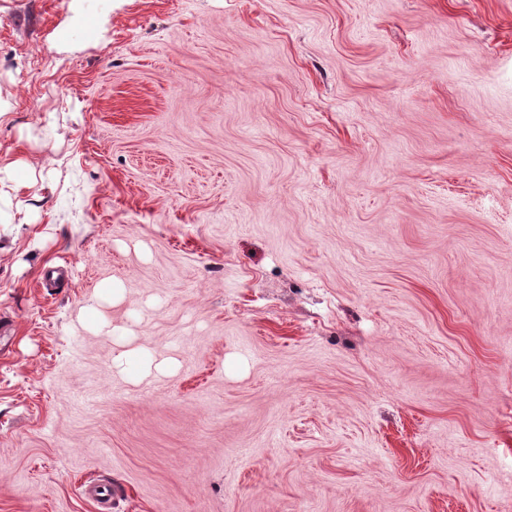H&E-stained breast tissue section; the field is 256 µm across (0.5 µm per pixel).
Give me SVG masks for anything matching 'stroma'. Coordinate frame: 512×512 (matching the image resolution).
I'll use <instances>...</instances> for the list:
<instances>
[{"mask_svg":"<svg viewBox=\"0 0 512 512\" xmlns=\"http://www.w3.org/2000/svg\"><path fill=\"white\" fill-rule=\"evenodd\" d=\"M0 105V512H512V0H0ZM6 179L0 177V223L2 218V208L3 204L5 207H11L13 205V197L11 193L5 188L9 189L11 192H18L20 187L26 185L25 177L15 170H6Z\"/></svg>","mask_w":512,"mask_h":512,"instance_id":"35a3bbf8","label":"stroma"}]
</instances>
